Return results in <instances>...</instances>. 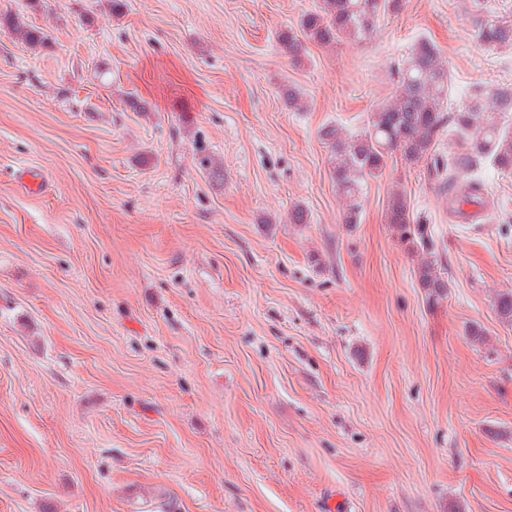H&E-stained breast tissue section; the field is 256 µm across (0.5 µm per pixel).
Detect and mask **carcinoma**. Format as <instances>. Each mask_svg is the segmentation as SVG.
Masks as SVG:
<instances>
[{
  "label": "carcinoma",
  "mask_w": 512,
  "mask_h": 512,
  "mask_svg": "<svg viewBox=\"0 0 512 512\" xmlns=\"http://www.w3.org/2000/svg\"><path fill=\"white\" fill-rule=\"evenodd\" d=\"M402 6L403 0H319L315 9L301 15L298 30H281L278 41L298 64L306 44L362 41L380 18L398 13ZM2 25L30 46L46 43L47 34L18 14L0 18ZM477 39L487 49L512 45V26L483 20ZM401 82L400 94L371 113L365 131L353 134L337 124L321 129L320 136L330 151L331 180L348 202L343 213L345 224L359 223L363 185L384 173L393 153H400L410 164L418 163L431 156L433 145L445 131L457 137L463 152L448 156L446 163L434 159L435 172H448L444 186L453 184L458 175L475 177L485 167L512 173V132L495 117L499 112H512V85H478L468 91L453 113H448V69L438 47L426 38L411 47ZM386 217L408 252L421 255L415 277L426 301L441 304L448 298V278L432 251L428 228L414 223L407 198L398 191L388 197ZM493 309L501 321L512 323V290L499 293Z\"/></svg>",
  "instance_id": "carcinoma-1"
}]
</instances>
